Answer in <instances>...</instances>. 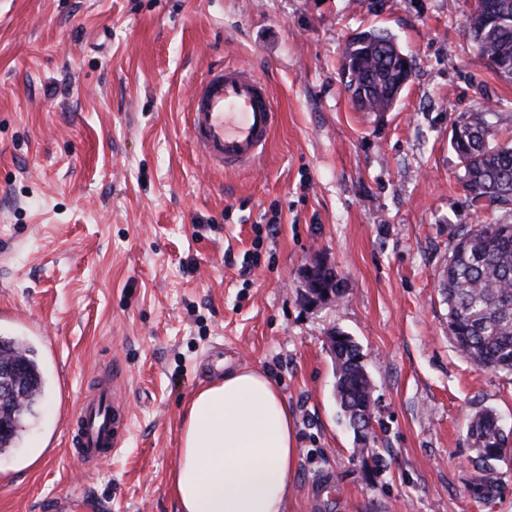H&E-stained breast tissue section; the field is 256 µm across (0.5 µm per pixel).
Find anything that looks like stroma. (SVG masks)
Wrapping results in <instances>:
<instances>
[{"label":"stroma","instance_id":"obj_1","mask_svg":"<svg viewBox=\"0 0 512 512\" xmlns=\"http://www.w3.org/2000/svg\"><path fill=\"white\" fill-rule=\"evenodd\" d=\"M469 0H0V337L36 350L50 390L0 455V512L90 486L106 512H176L191 394L225 366L282 389L297 465L288 512H512L473 492L469 418L512 428V374L475 367L439 287L454 231L490 211L460 183L464 113L497 114L512 83L468 38ZM391 32L416 60L395 107L360 112L340 74L351 36ZM241 63L269 84L263 163L225 174L197 156L191 89ZM277 232H270V225ZM249 271H242L243 261ZM324 262L343 296L312 304ZM361 347L377 403L359 443L334 399L332 330ZM130 412L89 468L70 418L101 385Z\"/></svg>","mask_w":512,"mask_h":512}]
</instances>
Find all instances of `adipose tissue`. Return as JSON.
I'll return each instance as SVG.
<instances>
[{
  "instance_id": "ef3b65f1",
  "label": "adipose tissue",
  "mask_w": 512,
  "mask_h": 512,
  "mask_svg": "<svg viewBox=\"0 0 512 512\" xmlns=\"http://www.w3.org/2000/svg\"><path fill=\"white\" fill-rule=\"evenodd\" d=\"M294 426L278 385L248 366L191 395L169 488L178 512H286Z\"/></svg>"
}]
</instances>
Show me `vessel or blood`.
<instances>
[{"label": "vessel or blood", "instance_id": "1", "mask_svg": "<svg viewBox=\"0 0 512 512\" xmlns=\"http://www.w3.org/2000/svg\"><path fill=\"white\" fill-rule=\"evenodd\" d=\"M188 131L211 169L232 173L260 164L279 113L266 81L253 69L210 70L187 105ZM76 448L94 466L109 462L127 429L126 416L110 413L107 398L84 404L75 415ZM52 512H96L88 496H54Z\"/></svg>", "mask_w": 512, "mask_h": 512}]
</instances>
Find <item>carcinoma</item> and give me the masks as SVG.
Returning <instances> with one entry per match:
<instances>
[{"instance_id": "cac0c4a2", "label": "carcinoma", "mask_w": 512, "mask_h": 512, "mask_svg": "<svg viewBox=\"0 0 512 512\" xmlns=\"http://www.w3.org/2000/svg\"><path fill=\"white\" fill-rule=\"evenodd\" d=\"M497 20L480 15L466 17V30L480 56L493 62L494 73L512 82V0H493ZM388 32L369 30L359 40L353 36L343 51L342 77L358 110L386 112L390 95L412 72L404 68L406 53L395 50ZM494 113L468 112L455 123L451 147L462 158L461 183L475 199L486 200L501 214L453 234L444 270V295L448 304V332L476 367L512 373V146L493 143ZM304 285L339 292L328 273L307 268ZM334 361L335 399L355 436L373 434L370 413L373 390L354 338L336 332ZM0 365L16 367L24 380L21 398L0 403V416L8 431L0 434V454L16 447L35 408L45 396L47 380L34 351L14 338H0ZM468 438L483 461L473 489L486 495L497 487L491 462L512 451V431H507L491 409L475 413Z\"/></svg>"}]
</instances>
